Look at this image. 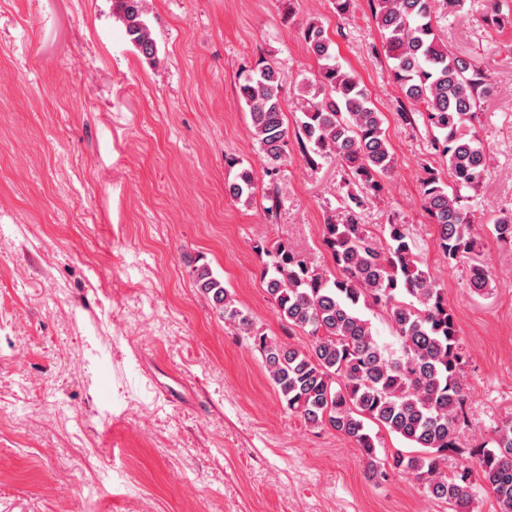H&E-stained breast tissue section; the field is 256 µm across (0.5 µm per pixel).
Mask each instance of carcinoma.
I'll list each match as a JSON object with an SVG mask.
<instances>
[{
  "label": "carcinoma",
  "instance_id": "obj_1",
  "mask_svg": "<svg viewBox=\"0 0 512 512\" xmlns=\"http://www.w3.org/2000/svg\"><path fill=\"white\" fill-rule=\"evenodd\" d=\"M436 0H372L383 47L392 61L395 85L425 112L435 150L448 166L452 184L423 179V208L434 225L438 248L452 266L474 251L471 221L461 190L483 180L488 153L479 136L466 129L477 103L492 93L482 73L462 56L448 52L432 24ZM113 16L128 42L149 63L158 62L157 41L145 20L144 0H113ZM309 51L321 61L316 83L301 89V114L294 133L304 152L331 155L347 170L355 190L348 193L347 219L323 224V244L333 269H319L287 243L258 247L261 276L281 320L313 338L311 348L258 334L271 383L288 411L315 427H329L353 442L367 460L369 478L388 470L409 474L426 496L470 512L475 490L465 475L451 476L440 465L466 422L462 380L464 351L444 289L421 267L414 243L401 224L387 225L381 246L358 223L357 210L395 158L383 129V115L358 75L335 62L334 41L316 22L303 32ZM284 76L260 66L239 85L249 109L263 161L273 166L287 157ZM254 177L242 169L229 186L238 199L253 196ZM495 238L512 245V213L493 220ZM197 288L224 323L247 334L253 321L207 265L195 269ZM491 270L470 268L469 287L487 291ZM382 311L395 331L396 350L381 344L363 310ZM371 421L420 449L398 453L384 468L374 461ZM492 447L478 454L476 467L491 489L499 512H512V422L494 431Z\"/></svg>",
  "mask_w": 512,
  "mask_h": 512
}]
</instances>
